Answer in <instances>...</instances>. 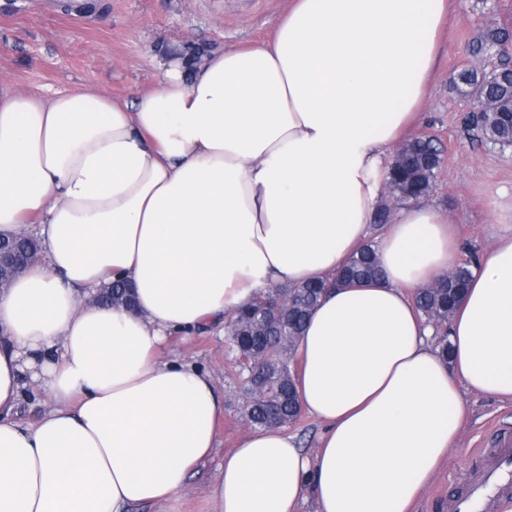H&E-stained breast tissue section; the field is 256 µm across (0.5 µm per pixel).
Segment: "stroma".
Wrapping results in <instances>:
<instances>
[{
	"mask_svg": "<svg viewBox=\"0 0 512 512\" xmlns=\"http://www.w3.org/2000/svg\"><path fill=\"white\" fill-rule=\"evenodd\" d=\"M287 0H97L95 7L64 10L60 0H0V83L25 94L80 87L118 97L157 84L169 48L191 58L267 37ZM512 31V0H456L442 33L429 97L412 129L445 147L428 198L458 229V259L480 263L497 234L512 227V148L481 140L470 122L471 102L453 84L467 66H492L471 54L487 28ZM165 358L208 372L224 395L218 446L210 461L187 477L170 500L130 512H213L217 466L247 431L242 419L244 377L219 329L171 337ZM468 416L447 463L413 512H447L455 477L474 463L477 442L512 428V403L471 394Z\"/></svg>",
	"mask_w": 512,
	"mask_h": 512,
	"instance_id": "stroma-1",
	"label": "stroma"
}]
</instances>
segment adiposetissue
I'll return each instance as SVG.
<instances>
[{
    "label": "adipose tissue",
    "mask_w": 512,
    "mask_h": 512,
    "mask_svg": "<svg viewBox=\"0 0 512 512\" xmlns=\"http://www.w3.org/2000/svg\"><path fill=\"white\" fill-rule=\"evenodd\" d=\"M452 0H288L270 37L128 97L0 84V235L42 250L0 290V512H128L214 452L224 396L159 351L275 284L331 278L370 236L389 153L418 116ZM446 213L407 204L380 279L329 288L298 342L314 451L256 428L215 512H409L457 442L466 394L512 402V232L441 355L413 295L454 265ZM125 309L90 302L116 278ZM52 407L14 419L23 382Z\"/></svg>",
    "instance_id": "adipose-tissue-1"
}]
</instances>
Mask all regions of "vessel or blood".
Listing matches in <instances>:
<instances>
[{"mask_svg": "<svg viewBox=\"0 0 512 512\" xmlns=\"http://www.w3.org/2000/svg\"><path fill=\"white\" fill-rule=\"evenodd\" d=\"M492 464L468 469L459 491L448 499V512H512V431L496 436Z\"/></svg>", "mask_w": 512, "mask_h": 512, "instance_id": "1", "label": "vessel or blood"}]
</instances>
